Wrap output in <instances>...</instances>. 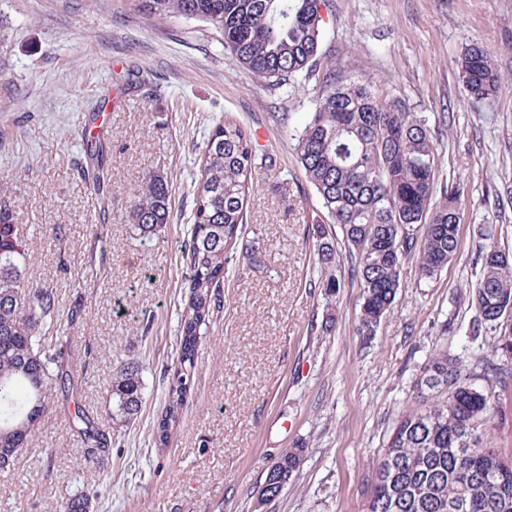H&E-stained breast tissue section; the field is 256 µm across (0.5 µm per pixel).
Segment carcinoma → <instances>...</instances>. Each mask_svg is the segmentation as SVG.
Wrapping results in <instances>:
<instances>
[{"label":"carcinoma","mask_w":512,"mask_h":512,"mask_svg":"<svg viewBox=\"0 0 512 512\" xmlns=\"http://www.w3.org/2000/svg\"><path fill=\"white\" fill-rule=\"evenodd\" d=\"M325 0H137L139 10L163 20L171 16L212 26L224 49L249 74L281 87L313 71L322 41L320 6ZM463 85L476 99L494 97L501 77L487 51L477 45L459 60ZM294 151L331 223L341 226L356 251L353 276L363 288L358 332L370 340L401 288L399 269L414 248V225H425L418 252L420 276L433 278L458 248L463 191L439 182L437 145L428 120L399 101L382 100L370 84L332 81L296 135ZM272 158L257 154L253 137L226 115L197 163L185 243L189 296L179 314L178 364L168 378L155 442L168 444L169 429L183 413L197 365V336L218 301L224 267L233 260L242 233L252 181ZM169 187L158 176L146 181L134 205L135 224L151 234L167 223ZM478 254L481 275L473 292L475 335L497 333L499 363L465 362L440 352L416 378L415 405L393 428L365 493L362 512H512V458L490 446L497 411L487 386L512 385V254L494 242ZM23 228L8 207L0 209V471L12 470L22 448L36 436L59 387L73 405V428L85 460L107 459L111 441L76 395L72 359L64 350L57 298L47 285L25 280L30 256ZM324 270L318 287L332 301L341 287L329 268L335 249L326 233L316 245ZM136 362H127L110 385L115 413L129 420L144 400ZM305 449L288 448L267 471L261 495H280L299 470Z\"/></svg>","instance_id":"1"}]
</instances>
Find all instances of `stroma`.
<instances>
[{"instance_id": "stroma-1", "label": "stroma", "mask_w": 512, "mask_h": 512, "mask_svg": "<svg viewBox=\"0 0 512 512\" xmlns=\"http://www.w3.org/2000/svg\"><path fill=\"white\" fill-rule=\"evenodd\" d=\"M315 72L278 87L244 71L215 30L156 20L134 0H0V201L26 225V280L52 284L82 403L109 435L105 467L86 463L63 410L48 414L15 471L0 473V512H58L88 495L90 512H361L392 428L414 402L430 356L496 358L494 334L470 335L481 228L512 252V0H327ZM488 49L493 99L462 85L465 48ZM149 80L127 87L126 72ZM373 84L426 115L441 180L464 192L457 252L433 278L404 257L401 287L374 338L356 332L361 288L333 227L341 288L326 302L313 250L328 218L295 151L326 74ZM273 157L256 173L246 222L169 444L158 448L166 373L178 362L186 299L183 246L197 161L225 113ZM105 131L104 183L82 131ZM169 186L167 224L139 234L131 211L144 181ZM138 361L145 402L113 415L109 385ZM303 462L281 494L259 497L285 449Z\"/></svg>"}]
</instances>
